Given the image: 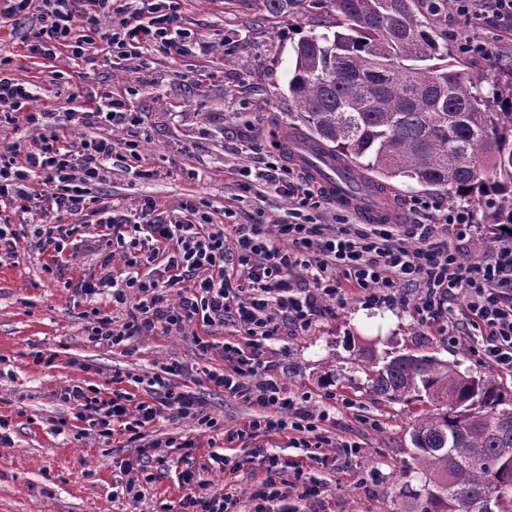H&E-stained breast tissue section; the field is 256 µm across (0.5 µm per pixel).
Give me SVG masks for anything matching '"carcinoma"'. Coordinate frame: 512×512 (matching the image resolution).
<instances>
[{"mask_svg": "<svg viewBox=\"0 0 512 512\" xmlns=\"http://www.w3.org/2000/svg\"><path fill=\"white\" fill-rule=\"evenodd\" d=\"M448 0H335L336 25L302 37L288 93L304 136L379 184L406 178L484 206L512 230V73L491 93L448 61L429 16ZM438 60L420 68L419 62ZM372 392L422 403L410 432L414 512H512V392L434 356H370Z\"/></svg>", "mask_w": 512, "mask_h": 512, "instance_id": "1", "label": "carcinoma"}]
</instances>
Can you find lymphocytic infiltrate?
I'll use <instances>...</instances> for the list:
<instances>
[{"label": "lymphocytic infiltrate", "instance_id": "obj_1", "mask_svg": "<svg viewBox=\"0 0 512 512\" xmlns=\"http://www.w3.org/2000/svg\"><path fill=\"white\" fill-rule=\"evenodd\" d=\"M454 5L459 16L481 21L485 28L481 34L461 33L466 54L489 55L495 36L512 32V0H454ZM29 12L40 27L26 41V50L47 59L62 46L74 58H87L100 41L122 60L149 51L184 56L200 46L197 34L181 25V0H0L1 18ZM11 64V57L0 56V112L21 115L40 136L25 150L12 145L0 151V206L26 214L36 201L59 212L92 204L106 257L121 256L133 270L121 282L105 276L75 284L77 295L108 289L114 302L132 305L128 322L118 329L100 309H91V339L115 347L158 327L178 334L193 321L206 328L238 326L248 343L218 346L204 336L193 339L200 352L221 351L224 368L209 372L208 381L253 409L239 428L225 432V451L213 455V462L225 467L234 445L274 433L288 434L290 447L301 451L296 459L262 455L249 484L236 494L212 489L201 471L186 468L179 474L182 512H271L277 502L320 496V485L308 476L306 465L322 459L334 445L327 430L331 410L352 414L356 403L328 387L317 397L287 389L267 359L266 343L283 326L308 328L323 301L343 302L352 291L376 303L416 288L411 309L418 325L450 344H468L478 360L512 373V245L471 257L464 246L472 234L467 208L432 213L430 223L405 228L361 224L344 214L335 223L322 224L318 212L324 198L275 150L266 178L287 194L288 220L215 224L196 200L182 202L181 220L162 210L136 224L112 202L85 195V185L106 177L111 140L76 144L63 139L55 110L38 105L31 88L13 76ZM70 118L116 130L132 121L124 100L111 94L89 98ZM19 152L24 155L20 161L15 158ZM450 230L456 235L452 242L446 237ZM160 255L166 258L162 275L140 274L144 261ZM190 276L197 279L191 296L178 295L177 285ZM112 381L117 388L108 399L89 396L78 385L62 388L59 397L75 404L78 419L89 420L99 435H111L120 426L148 451L162 446L148 438L162 417L191 419L209 432L218 429L194 392L175 390L162 374L148 379V401L120 390L121 375H113Z\"/></svg>", "mask_w": 512, "mask_h": 512}]
</instances>
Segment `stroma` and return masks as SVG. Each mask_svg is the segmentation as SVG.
<instances>
[{
	"label": "stroma",
	"mask_w": 512,
	"mask_h": 512,
	"mask_svg": "<svg viewBox=\"0 0 512 512\" xmlns=\"http://www.w3.org/2000/svg\"><path fill=\"white\" fill-rule=\"evenodd\" d=\"M335 18L334 0H315L284 14L270 11L266 0H184L183 23L203 39L204 51L176 59L146 53L129 60L100 54L74 61L63 54L49 62L27 56L22 39L34 32L35 21L23 14L0 21V53L13 57L19 79L35 85L40 104L61 112L91 96L129 92L135 124L117 132L106 125L66 130L76 141H112L111 172L92 185L93 194L111 197L131 214L149 202L171 209L196 197L207 202L214 223L259 224L287 217L290 206L286 195L262 179L260 158L273 133L299 122L287 91L294 47L303 35L323 33ZM456 60L490 91L512 73V41L499 42L492 58L460 53ZM53 70L60 71V80L50 79ZM246 137L254 149L239 152ZM128 140L139 142L149 178L130 173ZM46 219L76 228L61 266L43 272L50 257L40 252L30 224L22 227L17 262L0 265V418L10 424L8 440L0 443V512H179L180 449L161 448L167 467L150 462L154 480L141 501H132L119 483L118 465L139 457V449L128 447L124 436L103 438L88 430L76 419L75 405L59 400L61 388L75 383L105 394L114 372L143 376L173 364L178 371L172 383L202 398L221 428H238L250 408L207 381V372L224 362L195 350L193 328L180 335L137 336L117 349L91 342L84 316L90 304L74 295L71 284L101 277V228L85 210L50 212ZM268 346L287 388L336 387L379 422L373 428L352 414H337L333 436L357 443L359 452L349 456L332 448L326 464L312 465L322 494L301 503L302 512L412 510L408 490L421 484L409 471L417 409L371 392L360 362L364 351H410L474 375L493 371L465 348L449 347L418 326L406 304L370 303L353 295L341 304L323 303L309 328L284 326ZM41 355L53 356V363H38ZM371 471L378 481L365 482Z\"/></svg>",
	"instance_id": "35a3bbf8"
}]
</instances>
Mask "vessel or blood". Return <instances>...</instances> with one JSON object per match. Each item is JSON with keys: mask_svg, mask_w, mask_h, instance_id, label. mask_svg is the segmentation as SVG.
Wrapping results in <instances>:
<instances>
[{"mask_svg": "<svg viewBox=\"0 0 512 512\" xmlns=\"http://www.w3.org/2000/svg\"><path fill=\"white\" fill-rule=\"evenodd\" d=\"M282 142L287 148L290 162L340 208L357 212L366 223L396 222L394 206L375 203V190L364 183L360 172L354 169L337 175L336 161L331 154L317 151L295 134L284 133Z\"/></svg>", "mask_w": 512, "mask_h": 512, "instance_id": "b4317fda", "label": "vessel or blood"}]
</instances>
